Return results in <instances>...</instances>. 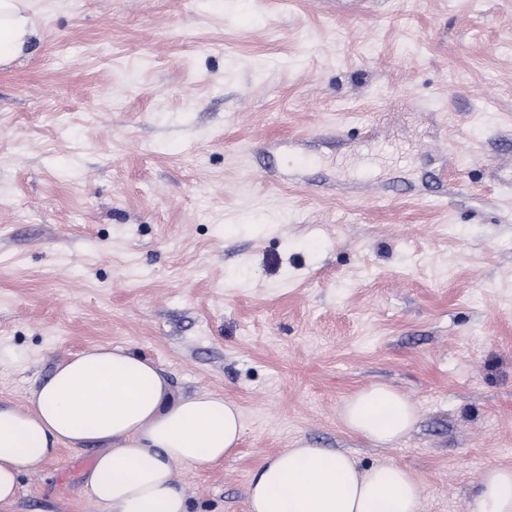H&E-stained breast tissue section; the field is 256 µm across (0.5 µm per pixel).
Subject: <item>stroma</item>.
<instances>
[{
  "label": "stroma",
  "mask_w": 512,
  "mask_h": 512,
  "mask_svg": "<svg viewBox=\"0 0 512 512\" xmlns=\"http://www.w3.org/2000/svg\"><path fill=\"white\" fill-rule=\"evenodd\" d=\"M0 65V398L94 345L243 415L175 466L247 512L304 440L393 461L423 512L512 465V0H30ZM374 384L418 411L348 432ZM94 447L24 472L18 512H104ZM340 420L350 432L377 446L398 443L414 428L417 411L411 400L385 384H374L348 398Z\"/></svg>",
  "instance_id": "35a3bbf8"
}]
</instances>
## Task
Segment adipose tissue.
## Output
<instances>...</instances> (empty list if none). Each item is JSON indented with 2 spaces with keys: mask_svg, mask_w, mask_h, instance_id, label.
<instances>
[{
  "mask_svg": "<svg viewBox=\"0 0 512 512\" xmlns=\"http://www.w3.org/2000/svg\"><path fill=\"white\" fill-rule=\"evenodd\" d=\"M35 26L25 0H0V63L20 56ZM340 420L377 446L398 443L417 411L375 384L348 398ZM243 433L239 407L216 393H175L159 368L119 346L60 362L25 402L0 399V512H14L22 471L62 448L96 446L84 488L104 512H189L175 466L223 462ZM421 482L391 462L360 469L348 454L300 444L251 475L248 512H420ZM466 512H512V466L487 463Z\"/></svg>",
  "mask_w": 512,
  "mask_h": 512,
  "instance_id": "1",
  "label": "adipose tissue"
}]
</instances>
